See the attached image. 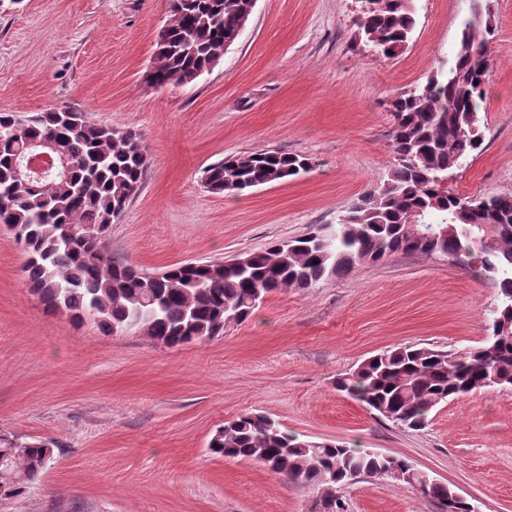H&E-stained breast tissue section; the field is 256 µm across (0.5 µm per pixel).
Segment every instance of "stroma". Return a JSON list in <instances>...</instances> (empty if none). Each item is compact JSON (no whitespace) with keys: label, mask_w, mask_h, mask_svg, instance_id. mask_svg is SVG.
<instances>
[{"label":"stroma","mask_w":512,"mask_h":512,"mask_svg":"<svg viewBox=\"0 0 512 512\" xmlns=\"http://www.w3.org/2000/svg\"><path fill=\"white\" fill-rule=\"evenodd\" d=\"M470 5L414 0L413 39L388 58L355 36L358 0H257L211 71L155 88L146 72L167 0H22L0 7V112L66 105L142 134L150 164L112 226L113 256L149 272L226 260L337 223L394 167L389 102L452 59ZM493 8L483 144L448 179L463 197L512 193V0ZM271 150L312 169L238 195L206 188L205 170L225 156ZM25 259L0 225V435L51 443L54 459L0 512H308L322 490L210 453L215 430L248 413L306 440L406 458L474 512H512V390L450 399L410 430L335 386L393 346L481 345L500 302L492 280L397 253L272 293L222 336L171 348L46 312ZM336 494L343 512H436L391 479L363 476Z\"/></svg>","instance_id":"1"}]
</instances>
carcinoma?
I'll return each instance as SVG.
<instances>
[{
    "label": "carcinoma",
    "instance_id": "1",
    "mask_svg": "<svg viewBox=\"0 0 512 512\" xmlns=\"http://www.w3.org/2000/svg\"><path fill=\"white\" fill-rule=\"evenodd\" d=\"M353 20L360 42L386 57L401 54L416 25L413 0H360ZM248 0H169L166 36L156 42L148 79L189 84L224 57L239 32ZM490 0H471L448 68L398 92L389 110L394 168L375 180L335 224L276 242L244 260L187 262L149 273L112 257V224L140 189L148 170L143 136L98 125L69 106L45 112H0V224L26 254L33 294L51 311L104 333L134 332L176 347L204 342L243 322L271 293L310 290L346 276L356 265L393 254L443 257L496 280L500 304L484 342L456 352L399 346L384 350L336 380V389L396 425L419 430L432 408L451 397L498 386L512 389V194L468 198L448 190V172L483 143L477 113L493 60ZM52 140L66 156L64 176L24 185L17 164L36 144ZM311 170L309 159L278 150L235 155L211 165L213 194H238ZM92 235L75 237L71 225ZM208 449L262 464L302 487L325 490V512H341L336 488L362 476L415 484L437 512L452 492L440 483L394 476L411 471L397 456L330 441L301 440L263 414H245L215 432ZM43 442L0 437V498L23 492L48 468Z\"/></svg>",
    "mask_w": 512,
    "mask_h": 512
}]
</instances>
